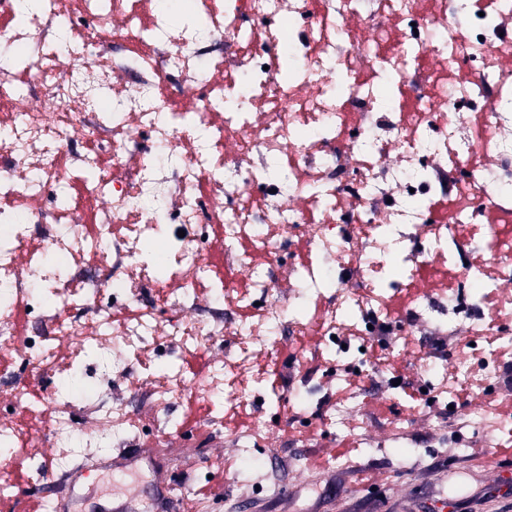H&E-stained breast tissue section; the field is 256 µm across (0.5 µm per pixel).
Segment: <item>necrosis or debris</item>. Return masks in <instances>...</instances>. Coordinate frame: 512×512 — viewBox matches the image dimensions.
Listing matches in <instances>:
<instances>
[{"mask_svg":"<svg viewBox=\"0 0 512 512\" xmlns=\"http://www.w3.org/2000/svg\"><path fill=\"white\" fill-rule=\"evenodd\" d=\"M0 0V386L32 429L0 420V457L75 433L72 404L34 397L89 350L105 390L89 435L131 447L142 408L184 393L224 421L266 390L288 337L318 361L266 390L280 416L319 373L384 337L414 358L442 446L501 429L512 390V0ZM148 288L176 301L166 325ZM484 346V367L472 347ZM236 345L193 378L171 355ZM336 417L384 393L385 364H342ZM129 390L111 387L113 376Z\"/></svg>","mask_w":512,"mask_h":512,"instance_id":"4bbe7bcc","label":"necrosis or debris"}]
</instances>
